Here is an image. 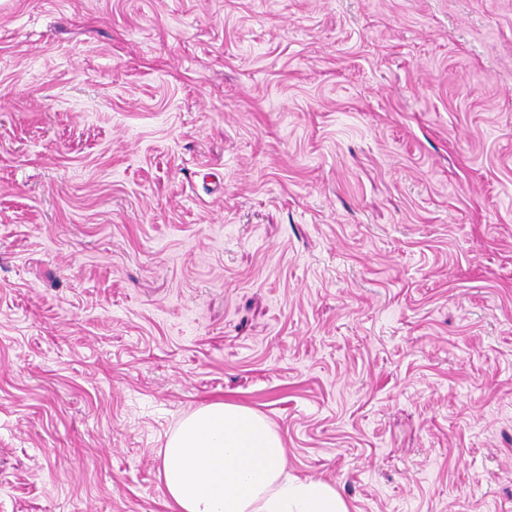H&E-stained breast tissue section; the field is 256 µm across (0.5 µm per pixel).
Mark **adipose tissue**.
I'll return each mask as SVG.
<instances>
[{
	"mask_svg": "<svg viewBox=\"0 0 512 512\" xmlns=\"http://www.w3.org/2000/svg\"><path fill=\"white\" fill-rule=\"evenodd\" d=\"M281 437L226 401L190 413L169 438L159 479L172 512H349L328 483L289 477Z\"/></svg>",
	"mask_w": 512,
	"mask_h": 512,
	"instance_id": "1",
	"label": "adipose tissue"
}]
</instances>
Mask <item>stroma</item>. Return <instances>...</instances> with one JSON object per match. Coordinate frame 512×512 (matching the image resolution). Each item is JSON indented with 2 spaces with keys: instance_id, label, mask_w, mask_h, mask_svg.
Masks as SVG:
<instances>
[{
  "instance_id": "obj_1",
  "label": "stroma",
  "mask_w": 512,
  "mask_h": 512,
  "mask_svg": "<svg viewBox=\"0 0 512 512\" xmlns=\"http://www.w3.org/2000/svg\"><path fill=\"white\" fill-rule=\"evenodd\" d=\"M213 401L512 512V0H0V512H171Z\"/></svg>"
}]
</instances>
